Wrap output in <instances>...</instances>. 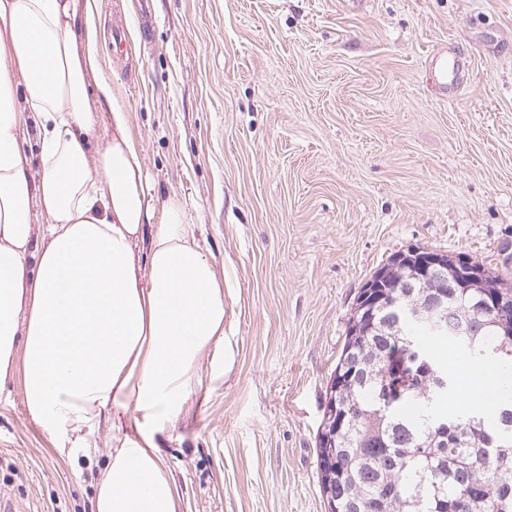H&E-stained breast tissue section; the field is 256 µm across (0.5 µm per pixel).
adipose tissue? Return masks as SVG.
I'll return each mask as SVG.
<instances>
[{
  "instance_id": "1",
  "label": "adipose tissue",
  "mask_w": 512,
  "mask_h": 512,
  "mask_svg": "<svg viewBox=\"0 0 512 512\" xmlns=\"http://www.w3.org/2000/svg\"><path fill=\"white\" fill-rule=\"evenodd\" d=\"M80 6L0 0V387L20 382L60 451L84 447L85 431L111 416L94 512H180L154 423H176L204 381L225 374L224 284L181 203L155 209L120 108L112 136L89 152L91 101L113 93Z\"/></svg>"
}]
</instances>
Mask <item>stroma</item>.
I'll return each mask as SVG.
<instances>
[{
    "mask_svg": "<svg viewBox=\"0 0 512 512\" xmlns=\"http://www.w3.org/2000/svg\"><path fill=\"white\" fill-rule=\"evenodd\" d=\"M91 2L154 203L224 279L231 368L156 433L182 512H325L316 436L364 283L413 246L512 256V0ZM450 42L470 70L447 98L424 72ZM87 440L60 455L7 383L0 495L91 512L110 423Z\"/></svg>",
    "mask_w": 512,
    "mask_h": 512,
    "instance_id": "obj_1",
    "label": "stroma"
}]
</instances>
